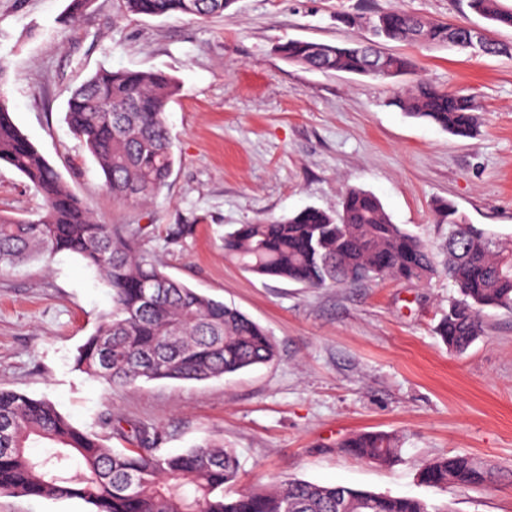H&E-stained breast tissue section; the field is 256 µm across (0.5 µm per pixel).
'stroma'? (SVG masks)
Returning a JSON list of instances; mask_svg holds the SVG:
<instances>
[{
  "label": "stroma",
  "instance_id": "obj_1",
  "mask_svg": "<svg viewBox=\"0 0 512 512\" xmlns=\"http://www.w3.org/2000/svg\"><path fill=\"white\" fill-rule=\"evenodd\" d=\"M0 0V93L19 129L104 224L145 226L142 248L163 271L237 307L277 350L265 365L203 382L154 380L106 390L73 367L77 349L112 309V295L78 256L30 261L0 277V390L47 398L74 424L157 430L159 453L223 438L241 463L237 491L278 476L414 496L450 512H512V482L436 491L420 462L467 453L512 469V313L488 309L485 333L462 353L434 333L459 292L445 271L418 284L379 279L307 288L244 272L224 256V232L307 208L339 210L346 191L374 193L394 223L442 258L439 202L512 248V56L394 45L414 74L380 80L287 61L291 39L364 37L369 17L402 10L486 28L466 0H235L227 15L125 16L117 0ZM159 69L180 91L165 117L176 162L148 205L114 202L104 175L65 122L67 100L99 67ZM472 95L471 138L409 117L392 98L415 81ZM42 208L25 177L0 166V215ZM192 225L172 241L168 229ZM361 431L396 433L404 461L368 463L340 443ZM80 500L0 494V512H90Z\"/></svg>",
  "mask_w": 512,
  "mask_h": 512
}]
</instances>
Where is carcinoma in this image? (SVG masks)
Returning <instances> with one entry per match:
<instances>
[{"label": "carcinoma", "instance_id": "1", "mask_svg": "<svg viewBox=\"0 0 512 512\" xmlns=\"http://www.w3.org/2000/svg\"><path fill=\"white\" fill-rule=\"evenodd\" d=\"M234 0H120L127 14L182 15L206 20ZM470 10L498 27L512 28V7L500 0H467ZM366 38L345 45L290 40L284 58L319 71L365 75L371 45H446L467 50L464 27L407 12L367 21ZM410 57L387 53L380 79L414 72ZM6 69L0 60V164L17 170L43 201L34 218L0 215V274L23 261L60 252L79 256L112 290V310L77 349L74 368L112 388L141 381H206L272 361L269 334L238 309L170 278L141 247L136 224H102L72 193L14 123L1 97ZM178 81L161 70L99 69L71 91L66 121L105 177L112 199L128 205L153 200L167 185L175 162L165 112ZM392 105L459 137L478 129L474 97L424 82L393 98ZM438 213L448 224L445 269L460 298L448 304L434 333L461 353L484 333L486 308L512 311V249L466 222L447 202ZM224 255L246 272L308 288L354 285L377 278L424 283L437 267L418 237L392 222L379 198L349 190L341 209L307 207L279 221L241 224L224 234ZM0 493L48 500L79 499L92 512H448L418 497L393 496L343 485H319L285 476L232 494L240 465L223 439H205L179 454H159L157 437L106 425L131 447L115 450L81 429L46 398L0 391ZM51 445L43 456L29 448ZM370 463L403 460L397 434L366 431L342 444ZM79 462L72 469L70 461ZM503 473L468 454L424 460L418 480L432 488H470Z\"/></svg>", "mask_w": 512, "mask_h": 512}]
</instances>
